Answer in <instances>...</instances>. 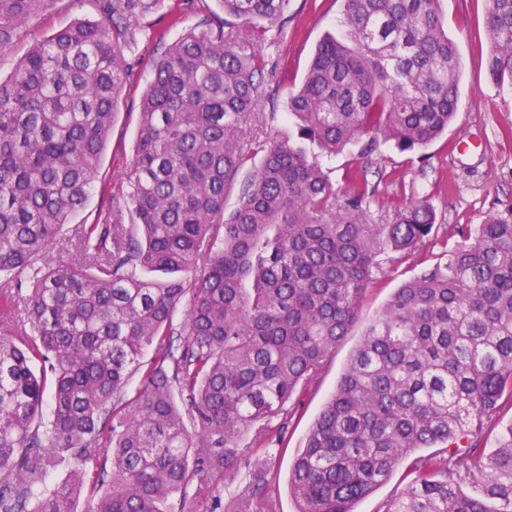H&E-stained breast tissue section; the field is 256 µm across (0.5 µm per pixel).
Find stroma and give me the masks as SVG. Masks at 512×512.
Instances as JSON below:
<instances>
[{
	"instance_id": "1",
	"label": "stroma",
	"mask_w": 512,
	"mask_h": 512,
	"mask_svg": "<svg viewBox=\"0 0 512 512\" xmlns=\"http://www.w3.org/2000/svg\"><path fill=\"white\" fill-rule=\"evenodd\" d=\"M446 32L458 48L463 75L458 111L448 131L420 152H401L384 144L371 155L353 148L324 159L337 190H345L347 169L363 173L374 196L372 210H388L414 196L426 197L436 216L434 231L414 252L383 256L365 291L363 321L376 317L392 293L424 268L444 263L458 242L456 226H477L488 215L512 209V87L495 84L487 72L486 0H442ZM342 0H291L288 36L269 48L272 60L288 71L289 88L298 86L313 51L326 33L337 30ZM96 0H52L47 11L31 15L0 53V76L8 77L17 61L38 38L78 20H96ZM214 25H234L219 0H204L200 9H187L184 0H160L144 16V32L135 48L142 64L121 92L112 138L99 167L102 185L120 180L133 154L139 102L152 78V62L202 18ZM362 328H354L327 357L317 378L301 384L282 414L269 423L266 440L257 443V458H269L266 487L274 512H296L288 489L293 460L309 428L335 390Z\"/></svg>"
}]
</instances>
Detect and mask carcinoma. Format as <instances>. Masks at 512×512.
<instances>
[{
	"label": "carcinoma",
	"mask_w": 512,
	"mask_h": 512,
	"mask_svg": "<svg viewBox=\"0 0 512 512\" xmlns=\"http://www.w3.org/2000/svg\"><path fill=\"white\" fill-rule=\"evenodd\" d=\"M96 2L98 19L35 43L0 79V512H74L83 490L92 512H186L190 485L214 495L212 479L252 453L244 435L265 434L359 322L378 257L434 227L422 199L374 223L367 181L348 173L338 197L300 142L326 156L382 139L423 150L458 108L441 0H343L338 33L288 92L297 136L275 135L261 104L280 86L265 84L256 22L283 34L290 0H220L239 27L204 19L156 59L123 179L62 243L158 0ZM487 2L488 72L512 85V0ZM49 3L0 0V51ZM250 123L264 138L245 139ZM458 234L367 326L290 468L297 512H354L405 462L415 477L385 512H512V427L486 447L512 401V210ZM264 474L256 463L232 512H270Z\"/></svg>",
	"instance_id": "obj_1"
}]
</instances>
